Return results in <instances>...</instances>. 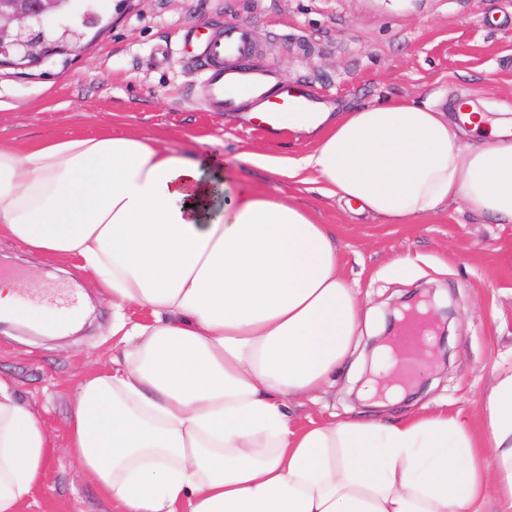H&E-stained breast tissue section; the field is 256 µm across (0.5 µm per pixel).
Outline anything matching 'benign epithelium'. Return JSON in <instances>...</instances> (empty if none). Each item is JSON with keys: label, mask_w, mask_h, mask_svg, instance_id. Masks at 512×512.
<instances>
[{"label": "benign epithelium", "mask_w": 512, "mask_h": 512, "mask_svg": "<svg viewBox=\"0 0 512 512\" xmlns=\"http://www.w3.org/2000/svg\"><path fill=\"white\" fill-rule=\"evenodd\" d=\"M78 0H0V58H9L18 67L56 54H70L81 48L84 34L67 24L50 23L74 12ZM429 305V326L446 327L436 314L432 293L408 301L410 309L396 303L393 308L406 316L416 314V307Z\"/></svg>", "instance_id": "benign-epithelium-1"}]
</instances>
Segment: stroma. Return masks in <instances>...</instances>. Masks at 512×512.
<instances>
[{
	"mask_svg": "<svg viewBox=\"0 0 512 512\" xmlns=\"http://www.w3.org/2000/svg\"><path fill=\"white\" fill-rule=\"evenodd\" d=\"M103 14L101 25L87 29L80 54L26 69L0 64L1 141L110 128L172 144L207 135L220 141L232 175L245 150L309 152L312 135H267L247 113L202 110L194 90L202 58L184 33L191 26L216 32L227 23L250 25L258 63L274 67L288 85L315 91L328 112L405 97L447 113L463 101L480 112L512 113V0H134ZM249 178L335 225L344 274L358 290L361 336L382 334L391 304L419 291H432L437 308L450 313L443 357L415 373L408 397L383 407L358 398L359 346L317 400L290 403L295 421L389 419L426 407L480 428L485 396L512 373V224L460 201L389 224L349 209L314 183L274 181L259 170ZM404 259L414 264L407 274L398 269ZM0 270L24 279L23 302L47 304L62 320L70 300L87 312L80 330L57 337L0 326V378L15 386L57 446L42 486L21 512H112L67 450L79 377L111 365L119 353L112 301L76 269L61 273L58 264L27 257L5 240Z\"/></svg>",
	"mask_w": 512,
	"mask_h": 512,
	"instance_id": "35a3bbf8",
	"label": "stroma"
}]
</instances>
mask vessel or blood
Wrapping results in <instances>:
<instances>
[{"label": "vessel or blood", "instance_id": "1", "mask_svg": "<svg viewBox=\"0 0 512 512\" xmlns=\"http://www.w3.org/2000/svg\"><path fill=\"white\" fill-rule=\"evenodd\" d=\"M256 47L253 30L239 23L225 25L206 41L205 65L198 76L201 104L209 111L226 113L249 104L259 114L258 126L270 134L278 132L286 112L314 120L319 112L316 98L283 83L274 69L252 65Z\"/></svg>", "mask_w": 512, "mask_h": 512}]
</instances>
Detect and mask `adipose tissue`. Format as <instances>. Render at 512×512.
Masks as SVG:
<instances>
[{"instance_id":"obj_1","label":"adipose tissue","mask_w":512,"mask_h":512,"mask_svg":"<svg viewBox=\"0 0 512 512\" xmlns=\"http://www.w3.org/2000/svg\"><path fill=\"white\" fill-rule=\"evenodd\" d=\"M299 158L241 152V170L314 180L392 224L463 200L512 224V125L455 124L404 98L307 123ZM491 128L490 143L463 142ZM67 261L112 300L122 358L78 382L68 450L114 512H512V374L484 401L475 438L444 410L377 422L296 425L290 399L334 379L359 332L336 228L229 180L215 141L174 147L106 130L0 141V240ZM0 280V322L64 332L46 306ZM139 307L151 318L133 322ZM56 446L0 380V512H20Z\"/></svg>"}]
</instances>
